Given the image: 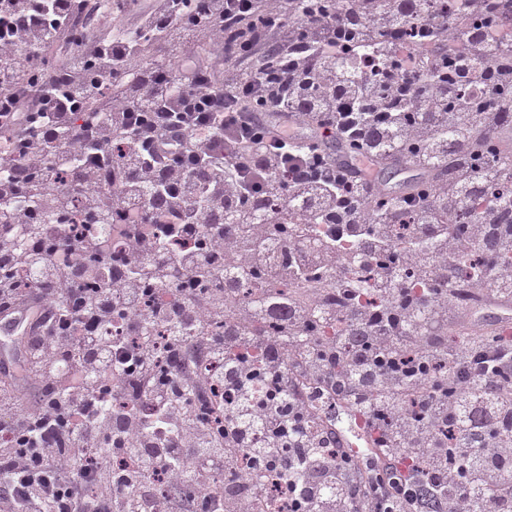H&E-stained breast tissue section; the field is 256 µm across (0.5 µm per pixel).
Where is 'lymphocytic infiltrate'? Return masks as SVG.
<instances>
[{
  "mask_svg": "<svg viewBox=\"0 0 512 512\" xmlns=\"http://www.w3.org/2000/svg\"><path fill=\"white\" fill-rule=\"evenodd\" d=\"M506 132L512 0H0V314L43 308L37 398L0 393V512H204L217 481L223 512H251L267 487L239 473L245 448L295 512H512V345H447L486 286L463 267L512 248V194L488 192ZM332 143L414 177L388 195ZM345 231L378 308L346 277L301 309L269 288L341 268ZM264 317L278 335L251 334ZM316 322L343 333L319 342ZM243 344L269 348L262 367ZM210 357L220 436L198 406ZM298 374L383 422L384 478L311 428Z\"/></svg>",
  "mask_w": 512,
  "mask_h": 512,
  "instance_id": "lymphocytic-infiltrate-1",
  "label": "lymphocytic infiltrate"
}]
</instances>
